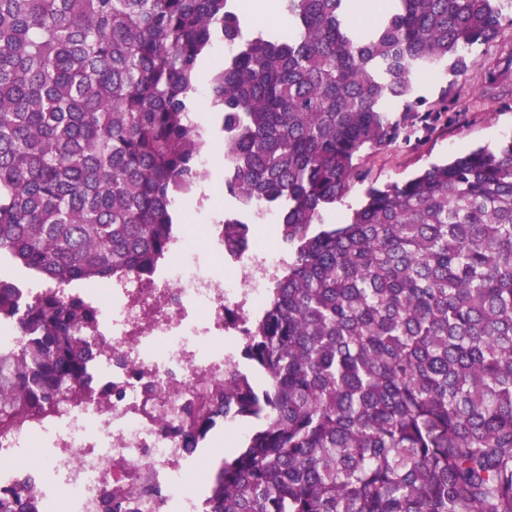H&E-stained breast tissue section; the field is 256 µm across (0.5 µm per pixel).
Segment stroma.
I'll return each mask as SVG.
<instances>
[{
    "instance_id": "obj_1",
    "label": "stroma",
    "mask_w": 512,
    "mask_h": 512,
    "mask_svg": "<svg viewBox=\"0 0 512 512\" xmlns=\"http://www.w3.org/2000/svg\"><path fill=\"white\" fill-rule=\"evenodd\" d=\"M478 62L465 73L448 79L436 73L421 78L417 93L424 100L417 119L402 122L391 144L365 150L359 161V177L349 193L328 211L326 223H343L358 208L369 186L401 182L470 150L496 148L512 138V69L504 76L497 98L482 96L484 64L496 60V44L478 46ZM251 430L250 424L216 426L204 442L202 466L195 472L201 493H208V474L224 456L234 452Z\"/></svg>"
}]
</instances>
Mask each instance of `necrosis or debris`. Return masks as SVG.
I'll use <instances>...</instances> for the list:
<instances>
[{"label":"necrosis or debris","instance_id":"1","mask_svg":"<svg viewBox=\"0 0 512 512\" xmlns=\"http://www.w3.org/2000/svg\"><path fill=\"white\" fill-rule=\"evenodd\" d=\"M224 227L175 240L157 282L127 276L107 294L91 334L100 352L93 389L60 403L40 422L0 435V490L21 489L37 512H103L106 496L123 512H203L188 477L197 462L177 430L194 399L193 381L220 383L239 347L225 310L261 309L264 283L281 266L279 249L243 251L244 277L207 273L201 258L223 257ZM39 454L36 469L24 461Z\"/></svg>","mask_w":512,"mask_h":512}]
</instances>
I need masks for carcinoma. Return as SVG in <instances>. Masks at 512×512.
I'll list each match as a JSON object with an SVG mask.
<instances>
[{
  "label": "carcinoma",
  "mask_w": 512,
  "mask_h": 512,
  "mask_svg": "<svg viewBox=\"0 0 512 512\" xmlns=\"http://www.w3.org/2000/svg\"><path fill=\"white\" fill-rule=\"evenodd\" d=\"M288 32L245 42L235 0H0V434L91 381L98 312L60 286L150 277L176 202L199 194L202 60L223 132L224 253L273 211L288 261L224 382L200 378L178 433L253 425L205 512H512V140L384 188L347 224L363 151L512 27V0H278ZM47 284L27 301L21 277ZM0 512H36L0 491ZM224 43L217 42L209 51L205 61L201 66L202 77L197 85L194 94L195 112L193 116L195 121L204 127H210L213 121V109L210 104V96L207 85V75L211 70L224 61Z\"/></svg>",
  "instance_id": "1"
}]
</instances>
